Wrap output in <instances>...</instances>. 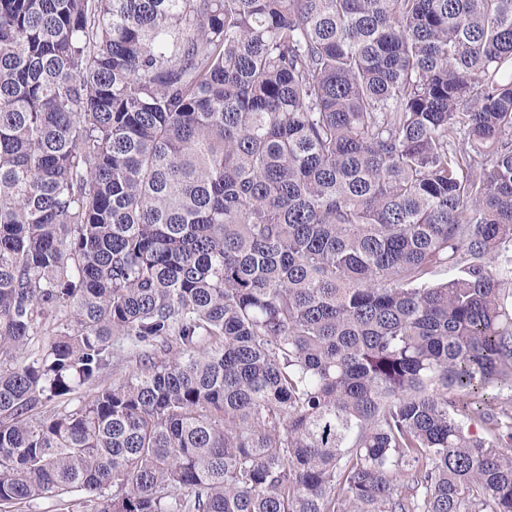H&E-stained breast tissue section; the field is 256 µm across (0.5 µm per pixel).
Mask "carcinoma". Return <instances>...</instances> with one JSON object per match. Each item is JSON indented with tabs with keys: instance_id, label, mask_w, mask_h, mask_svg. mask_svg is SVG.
Wrapping results in <instances>:
<instances>
[{
	"instance_id": "obj_1",
	"label": "carcinoma",
	"mask_w": 512,
	"mask_h": 512,
	"mask_svg": "<svg viewBox=\"0 0 512 512\" xmlns=\"http://www.w3.org/2000/svg\"><path fill=\"white\" fill-rule=\"evenodd\" d=\"M509 278L512 0H0V512H512Z\"/></svg>"
}]
</instances>
